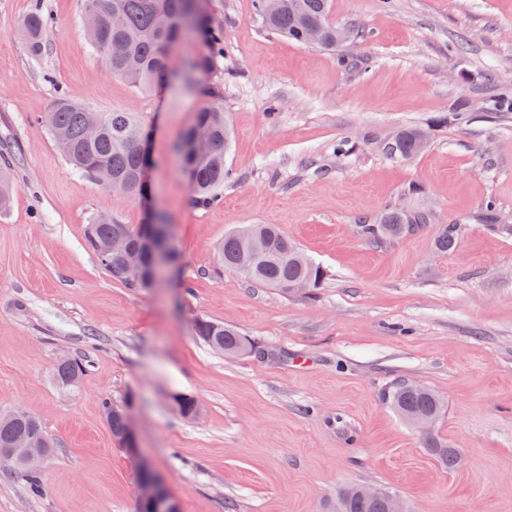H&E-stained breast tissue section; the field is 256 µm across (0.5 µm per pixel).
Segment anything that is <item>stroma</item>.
Segmentation results:
<instances>
[{
	"instance_id": "35a3bbf8",
	"label": "stroma",
	"mask_w": 512,
	"mask_h": 512,
	"mask_svg": "<svg viewBox=\"0 0 512 512\" xmlns=\"http://www.w3.org/2000/svg\"><path fill=\"white\" fill-rule=\"evenodd\" d=\"M37 5L53 25L34 56L17 30ZM205 7L224 29L211 72L141 93L89 48L83 0H0V413L34 414L54 442L40 495L0 472V512H136L145 466L183 512H333L363 483L409 512H512V112L489 108L512 84V0H330V21L359 31L334 50L272 35L256 0ZM61 92L154 129L150 188L178 260L152 287L113 280L84 245L93 215L140 223L141 198L70 170L37 122ZM217 98L230 176L200 208L170 146ZM407 127L425 149L388 154ZM490 200L497 233L479 221ZM390 209L431 222L368 244L361 224ZM246 224L278 225L321 284L287 297L222 270L219 245ZM444 224L461 227L447 253ZM199 319L256 353L216 352ZM64 356L86 368L76 387L55 379ZM402 381L443 399L433 431L459 449L454 469L384 402ZM108 403L137 454L114 442ZM195 330L196 336L212 349L216 350L215 346L221 344L227 356H241L245 347L251 345L250 340L234 328L207 319L198 320Z\"/></svg>"
}]
</instances>
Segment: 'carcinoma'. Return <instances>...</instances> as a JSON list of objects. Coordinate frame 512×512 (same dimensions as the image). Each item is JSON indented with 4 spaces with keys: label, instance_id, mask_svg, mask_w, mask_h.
Masks as SVG:
<instances>
[{
    "label": "carcinoma",
    "instance_id": "carcinoma-1",
    "mask_svg": "<svg viewBox=\"0 0 512 512\" xmlns=\"http://www.w3.org/2000/svg\"><path fill=\"white\" fill-rule=\"evenodd\" d=\"M257 9L263 25L275 34H282L298 43H307L311 25L322 29L319 46L336 48V25L329 21V0H278L274 10H269L267 0H257ZM84 12L98 18V35L91 42L114 76L128 81L139 91L159 88L174 78L189 83L194 75H203L213 62L224 39V29L214 25L205 9H196L193 0H86ZM51 25V18L36 9L24 19L21 33L30 51L39 53ZM184 34L192 36L204 46V51L182 60L178 69L171 66L169 52L172 45ZM41 122L51 135L64 133L70 150L64 160L71 169L86 176L114 193L131 191L145 163L144 156L136 149L135 142L143 134V119L137 112H93L61 94L49 111L41 115ZM206 124L211 137L204 147H196L185 132L172 147L193 193L194 201L208 206L219 200L228 171L224 168L233 136L228 114L220 104L203 108L197 113L194 125ZM416 128L400 131L387 151L411 158L421 152ZM429 223L425 212L405 214L389 210L381 223L361 225L362 234L373 243L383 238H395ZM252 231L267 240L266 254L259 259H249L245 252L244 235ZM460 226L444 224L438 231L435 247L441 252L452 250L459 237ZM125 235L127 245L137 249L141 245L138 227L124 224L109 214L94 216L85 228V242L101 266L112 279L130 287L144 288L146 284L133 282L121 273L118 260L104 254L103 248L114 234ZM222 266L237 272L248 280L270 286L288 296V284L298 279H308L317 286L324 278V271L307 262L300 248L274 224H249L224 236L219 246ZM196 335L211 348L222 345L227 356H240L250 340L232 327L207 319L197 321ZM59 383L71 386L84 375L83 367L76 361L56 367ZM386 403L405 421L413 417L428 416L438 420L444 411L440 398L422 385L413 391L397 384L384 393ZM48 438L39 418L29 413L0 415V449H12L21 440ZM423 447L444 466L452 469L458 463L457 449L431 433L422 435ZM336 512H386L384 503L365 501L344 489L336 499Z\"/></svg>",
    "mask_w": 512,
    "mask_h": 512
}]
</instances>
